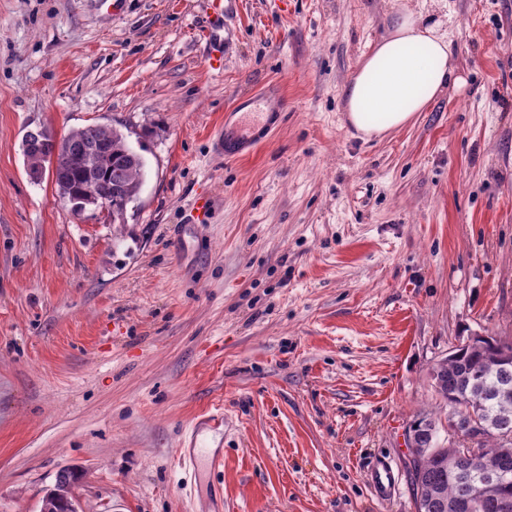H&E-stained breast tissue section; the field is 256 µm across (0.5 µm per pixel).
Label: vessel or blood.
Segmentation results:
<instances>
[{"instance_id": "vessel-or-blood-1", "label": "vessel or blood", "mask_w": 512, "mask_h": 512, "mask_svg": "<svg viewBox=\"0 0 512 512\" xmlns=\"http://www.w3.org/2000/svg\"><path fill=\"white\" fill-rule=\"evenodd\" d=\"M254 108V118L237 127H220L211 140L214 154L226 158H240L249 155L278 126L284 100L277 87L270 86L249 98ZM368 481L376 497L388 495L396 484L394 471L389 463L375 465L368 475Z\"/></svg>"}]
</instances>
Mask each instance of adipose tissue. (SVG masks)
Masks as SVG:
<instances>
[{"instance_id": "ef3b65f1", "label": "adipose tissue", "mask_w": 512, "mask_h": 512, "mask_svg": "<svg viewBox=\"0 0 512 512\" xmlns=\"http://www.w3.org/2000/svg\"><path fill=\"white\" fill-rule=\"evenodd\" d=\"M460 82L447 33L422 14L403 10L346 87L347 118L365 136H379L407 125Z\"/></svg>"}]
</instances>
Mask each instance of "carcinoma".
Listing matches in <instances>:
<instances>
[{"label":"carcinoma","mask_w":512,"mask_h":512,"mask_svg":"<svg viewBox=\"0 0 512 512\" xmlns=\"http://www.w3.org/2000/svg\"><path fill=\"white\" fill-rule=\"evenodd\" d=\"M65 139V145L56 149L50 131L26 134L23 156L30 178L40 179L49 164L74 213L105 198L112 201V223H125L128 206L141 191L142 156L123 132L102 124L73 128ZM506 343L491 336L483 346L448 358L432 377L437 396L461 429L474 416L487 426L486 444L478 456L463 458L440 443L433 419L424 416L414 423L411 435L417 452L411 481L416 512H461V506L476 497L478 476H512V359H501ZM76 480L73 472L62 471L42 500L43 512H63ZM501 498L512 499V483L496 486L482 512H498L496 502Z\"/></svg>","instance_id":"cac0c4a2"}]
</instances>
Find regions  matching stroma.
I'll list each match as a JSON object with an SVG mask.
<instances>
[{
  "label": "stroma",
  "instance_id": "35a3bbf8",
  "mask_svg": "<svg viewBox=\"0 0 512 512\" xmlns=\"http://www.w3.org/2000/svg\"><path fill=\"white\" fill-rule=\"evenodd\" d=\"M222 4L216 70L211 0H0V512L64 469L79 512H415L407 434L448 438L432 367L512 337V0ZM402 9L465 85L367 140L344 91ZM275 82L269 139L214 155ZM89 124L145 160L122 231L24 166L27 131ZM368 481L378 498L385 497L395 487L396 477L391 465L381 462L375 465L368 475Z\"/></svg>",
  "mask_w": 512,
  "mask_h": 512
}]
</instances>
